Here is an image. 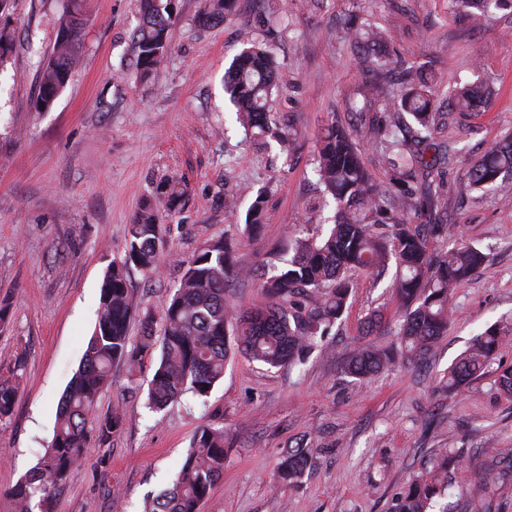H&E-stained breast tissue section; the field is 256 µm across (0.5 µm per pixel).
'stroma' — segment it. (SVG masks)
<instances>
[{
	"label": "stroma",
	"mask_w": 512,
	"mask_h": 512,
	"mask_svg": "<svg viewBox=\"0 0 512 512\" xmlns=\"http://www.w3.org/2000/svg\"><path fill=\"white\" fill-rule=\"evenodd\" d=\"M68 0H17L14 48L0 71V380L13 384V413L0 426V512L4 491L31 471L50 445L57 406L94 328L100 287L126 250L128 227L152 204L166 248L151 274L131 270L137 310L130 348L143 334V314L161 321L184 261L206 242L229 236L249 277L231 284L238 306L261 304L260 276L284 266L305 218L332 224L335 203L317 182L320 135L349 125L351 104L365 89L396 98V73L357 56L344 23L351 14L382 32L392 57L437 80L440 98L473 73L489 76L492 98L471 112L445 111L428 134L432 146L459 153L443 171L459 183L483 152L512 133V13L475 25L451 0H239L224 24L196 27L200 0H173L170 50L151 77H136L133 33L139 0H83L84 53L53 109H35L37 70L51 52ZM278 61L269 101L295 146L246 136L224 92V72L244 39ZM178 182L184 205L169 212L156 192ZM264 194L260 234L245 216ZM237 204L228 214L225 200ZM447 236L438 249L465 242L490 256L454 291L448 329L421 367L397 364L365 384L344 368L368 319L371 341L398 344L401 314L389 278L347 276V309L305 364L271 368L235 355L206 398L185 395L164 410L147 406L160 362L149 352L135 365L112 367L95 413L121 407L118 431L88 448L48 501L50 512H144L168 489L201 426L224 428V474L200 512H390L394 500L429 462L451 448L474 482L484 448L512 456V399L497 374L512 367V197L487 189L449 192ZM500 331L496 358L460 395L439 393L443 376L489 326ZM313 448L297 483L274 487L282 448Z\"/></svg>",
	"instance_id": "35a3bbf8"
}]
</instances>
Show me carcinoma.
Masks as SVG:
<instances>
[{
	"label": "carcinoma",
	"instance_id": "cac0c4a2",
	"mask_svg": "<svg viewBox=\"0 0 512 512\" xmlns=\"http://www.w3.org/2000/svg\"><path fill=\"white\" fill-rule=\"evenodd\" d=\"M14 0H0V69L13 49L11 19L6 13ZM171 0H140L141 22L135 36L136 67L146 79L170 49ZM238 0H202L195 23L210 28L235 14ZM457 7L471 8L472 20L482 25L505 9L512 0H453ZM350 30L354 45L372 53L378 66L388 61L378 55L382 33L355 16ZM86 18L81 0H71L60 19L55 43L38 68L37 111L49 112L64 90L83 53ZM407 84L398 99L379 100L363 95L354 110L394 111L411 117L415 127L396 121L370 122L357 129L330 124L320 139L316 173L325 194L336 203V221L322 235L295 239V254L288 266L271 268L261 283L266 303L242 309L229 300L230 280L250 275L236 265V241L224 237L206 244L187 261L171 296L161 324V358L148 387V405L160 411L190 392L203 398L224 376V367L236 342L241 353L270 368L302 363L318 340L329 335L346 310L349 284L345 274L352 269H394L391 291L403 312L397 349L363 345L347 363V375L365 382L387 370L400 355L409 362L421 360L448 329L454 289L477 272L488 255L460 244L437 253L433 242L447 233L446 224H428L426 230L411 224V216L433 217L443 209L448 185L432 178L436 163L422 161V146L434 123L435 90L420 69L401 71ZM275 86L272 57L256 43H247L224 74V89L233 102L240 123L271 136L288 154L294 146L289 132L272 127L267 107ZM492 92L487 81L459 83L451 92L454 105L472 111ZM369 140L386 150L385 163L392 170L391 187L377 186L366 169L361 143ZM512 172V137L490 147L467 171L458 185L461 192L494 185ZM157 193L173 212L184 202L177 184L165 181ZM263 197L257 196L247 213L245 230L262 227ZM165 239L158 214L145 207L128 228L124 257L112 262L99 298L97 320L89 338L82 365L67 390L59 410L52 443L37 465L5 492L14 512H34L32 501L44 505L54 487L62 484L71 468L95 441L104 445L121 422L120 408L95 416L98 398L110 381L116 362L137 361L128 350L129 323L134 306L127 274L135 267L153 272L164 254ZM301 295L306 301L296 300ZM500 341V332L490 327L476 336L463 355L448 369L443 381L448 393L458 394L490 366ZM16 388L0 383V422L12 414ZM312 449L287 448L281 455L275 483L291 485L303 476ZM465 463L462 450L450 449L434 459L408 489L395 499L391 512H433L438 500L450 501L440 512H456L454 496L468 491L455 487L452 476ZM224 473V428L206 425L192 440V450L172 486L150 503L149 512H200V503ZM512 479V458L488 448L477 469L482 494L469 499L471 512H498L490 496L494 487Z\"/></svg>",
	"mask_w": 512,
	"mask_h": 512
}]
</instances>
